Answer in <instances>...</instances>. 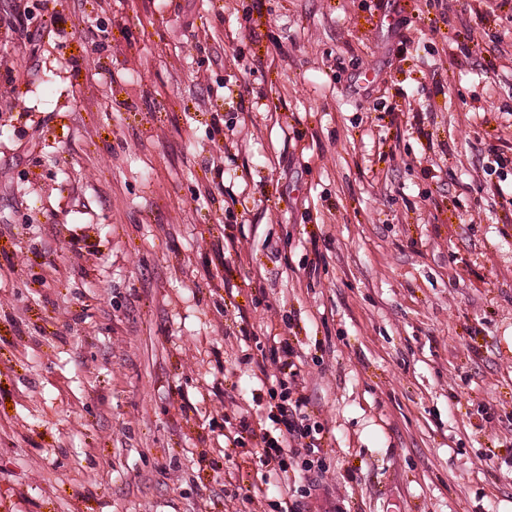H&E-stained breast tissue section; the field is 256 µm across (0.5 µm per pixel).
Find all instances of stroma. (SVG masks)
Returning <instances> with one entry per match:
<instances>
[{
    "mask_svg": "<svg viewBox=\"0 0 512 512\" xmlns=\"http://www.w3.org/2000/svg\"><path fill=\"white\" fill-rule=\"evenodd\" d=\"M496 3L0 0V512H512ZM280 387H283V388H281V390L283 391V392H281L282 401L284 403L287 402V406H291L292 408L294 407L295 413L298 410L300 411L302 406H305V398L302 396V394H300L294 400V404H293L292 398L289 397L292 392V391H290L291 388H289L286 385V383H281ZM287 406L285 404H282L281 415H282V417H284L283 422H284V425L288 431V434H289L291 440L296 444L295 448H298V446L300 448H305V447L310 448V445H313V444H310V445L304 444V443H302V439L310 437L311 434H313V430H316V428H313L312 426L309 427V425H302V424L300 427L298 424H296L294 417H293V413L291 410H289V408ZM288 412H290V414H288ZM313 447H314V445H313Z\"/></svg>",
    "mask_w": 512,
    "mask_h": 512,
    "instance_id": "obj_1",
    "label": "stroma"
}]
</instances>
